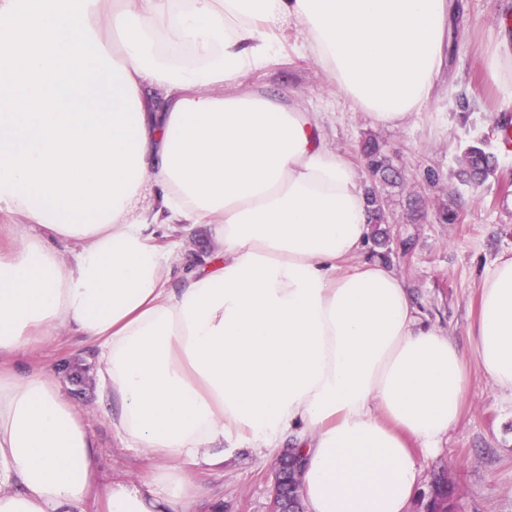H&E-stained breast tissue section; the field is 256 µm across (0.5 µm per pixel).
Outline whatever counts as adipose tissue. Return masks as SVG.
Masks as SVG:
<instances>
[{
    "label": "adipose tissue",
    "instance_id": "ef3b65f1",
    "mask_svg": "<svg viewBox=\"0 0 512 512\" xmlns=\"http://www.w3.org/2000/svg\"><path fill=\"white\" fill-rule=\"evenodd\" d=\"M449 0H0V512H196L190 470L293 437L306 512H406L472 373L512 397V256L480 283L474 370L392 269L342 263L364 188L317 113L227 87L297 19L373 123L442 69ZM206 229L190 259L185 233ZM96 344V404L138 479L102 484L89 417L23 356Z\"/></svg>",
    "mask_w": 512,
    "mask_h": 512
}]
</instances>
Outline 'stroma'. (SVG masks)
<instances>
[{
  "label": "stroma",
  "instance_id": "stroma-1",
  "mask_svg": "<svg viewBox=\"0 0 512 512\" xmlns=\"http://www.w3.org/2000/svg\"><path fill=\"white\" fill-rule=\"evenodd\" d=\"M512 16V0H460L448 28V60L428 106L399 127L374 124L331 85L325 72L298 42L292 41L269 64L243 77L236 93L266 89L293 98L319 113L329 144L370 180L362 147L372 140L403 183L380 185L386 223L358 256L381 261L412 293L420 319L442 329L462 349L477 314L479 281L499 256L512 252V155L499 154L497 133L512 122V90L496 83L485 58ZM482 143L496 154V169L480 186L459 181L466 147ZM452 211L457 221H443ZM34 366L52 371L80 407L94 408V349L78 336H60L31 357ZM103 449L105 480L145 475L146 461L121 449L103 416L92 419ZM294 442L256 454L235 451L223 474L202 467L192 475L213 494L224 497L222 512H273L280 457ZM420 477L407 512H512V398L474 375L459 422L436 455L419 459Z\"/></svg>",
  "mask_w": 512,
  "mask_h": 512
}]
</instances>
